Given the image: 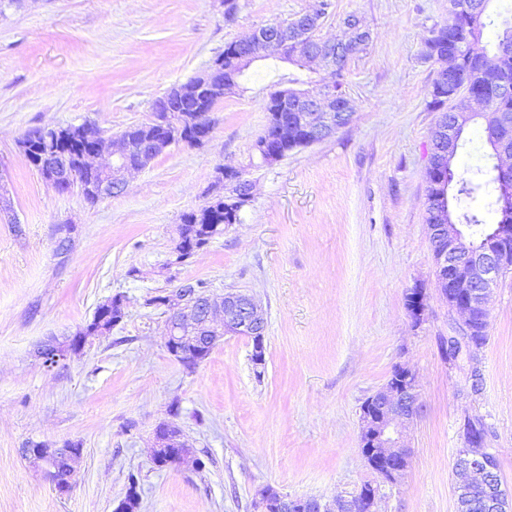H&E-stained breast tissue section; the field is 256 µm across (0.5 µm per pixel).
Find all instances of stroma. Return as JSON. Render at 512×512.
Here are the masks:
<instances>
[{"instance_id": "stroma-1", "label": "stroma", "mask_w": 512, "mask_h": 512, "mask_svg": "<svg viewBox=\"0 0 512 512\" xmlns=\"http://www.w3.org/2000/svg\"><path fill=\"white\" fill-rule=\"evenodd\" d=\"M318 31L341 36L358 15L371 32L345 90L350 123L333 137L261 164L265 101L275 81L308 69L272 59L245 70L213 111L200 148L170 147L124 192L88 202L60 193L18 141L36 126L91 122L106 134L149 122L155 101L206 70L225 45L293 18L318 0H25L0 7V512H113L139 478L140 512H255L257 490L329 500L376 482L359 447L361 406L408 365L423 411L406 430L410 466L382 485L383 512H456L465 416L483 418L512 492V275L490 301L476 362L449 364L441 342L459 319L434 275L426 174L437 115L427 108L437 63L424 56L448 0H331ZM494 160L481 121L463 134L456 175L482 180ZM220 166L254 184L240 223L180 265L169 258L185 213L207 200ZM252 294L267 320L266 362L228 336L194 368L165 346L148 298L186 282ZM424 285L427 319L405 295ZM124 295L126 316L79 353L44 366L38 347L74 334ZM180 413L171 416V403ZM176 421L205 466H158L156 428ZM80 444L71 489L58 493L22 450Z\"/></svg>"}]
</instances>
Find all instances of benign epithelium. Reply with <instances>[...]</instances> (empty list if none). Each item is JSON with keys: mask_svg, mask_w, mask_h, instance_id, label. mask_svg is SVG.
<instances>
[{"mask_svg": "<svg viewBox=\"0 0 512 512\" xmlns=\"http://www.w3.org/2000/svg\"><path fill=\"white\" fill-rule=\"evenodd\" d=\"M324 13L318 6L296 15L278 25L267 24L251 36L235 41L233 60L238 65L252 62L276 52L288 57V48L296 45L303 49L306 67L316 72L314 66L322 65L331 72L346 65L351 58L350 47L370 40L369 30L360 18L349 15L342 20L345 36L334 41L317 36ZM460 60L450 57L437 70L435 82L439 89L448 91V125L437 128L432 139L429 170L437 173L451 170L456 156L458 133L473 118L483 120L493 140L496 170L502 186V206L512 207V115L505 112H463L455 105L459 99L456 75ZM201 89L209 97L224 98L233 87L212 82L207 73L199 75ZM184 93L180 88L169 91L168 98L160 99L155 111L165 113L175 131L170 136L149 137L138 149L139 162L129 161L131 144L119 135L94 136L90 150L79 155L78 163L56 149H43L38 160L42 177L51 185L71 184L75 166L98 174L99 180L92 186L98 199L124 191L127 176L144 169L155 157L168 148L183 142V135L190 134L198 143H205L213 129L211 112L214 105L208 103L200 112L173 113L167 100ZM280 99L287 117L274 124L273 136L278 145L292 143L305 135V142L318 143L332 137L349 124L352 112L350 98L345 93L318 83L310 89L283 88ZM224 186L230 192L225 205H238L253 198V185L241 170L219 167L215 186ZM429 242L435 277L441 294L448 300V309L464 318L462 334L448 337V344L459 348V354L472 355L479 350L486 332L489 314L488 302L493 288L500 279L512 271V219L505 223L489 225L483 240H475L465 225L452 219L447 195L434 196V204L427 214ZM412 301L405 308L415 324L424 321L427 311L426 290L416 285L407 292ZM166 312V344L170 353L189 361L200 360V355L214 347L226 336H248L252 339L254 364H265V336L260 334L265 326V314L260 303L251 295L239 291L208 294L201 297L189 284L173 289V297L164 303ZM67 337L60 341L51 338L38 349L47 366H55L72 353ZM423 408L416 373L408 366H399L388 382L368 400L361 415L360 447L371 468L388 484L396 483L407 471L411 449L404 435L405 425L413 422ZM167 424L155 432L165 436L169 448L168 464L182 466L191 459L186 451L190 447L181 434H162ZM494 453L489 448H474L469 442L457 450L454 470L460 478L456 490L480 484L485 495L481 503L483 512H512V499L502 485L492 477ZM379 488L358 492L348 497H337L331 502L318 499L291 498L276 492H264L258 496L256 508L260 512H376L382 501Z\"/></svg>", "mask_w": 512, "mask_h": 512, "instance_id": "benign-epithelium-1", "label": "benign epithelium"}]
</instances>
